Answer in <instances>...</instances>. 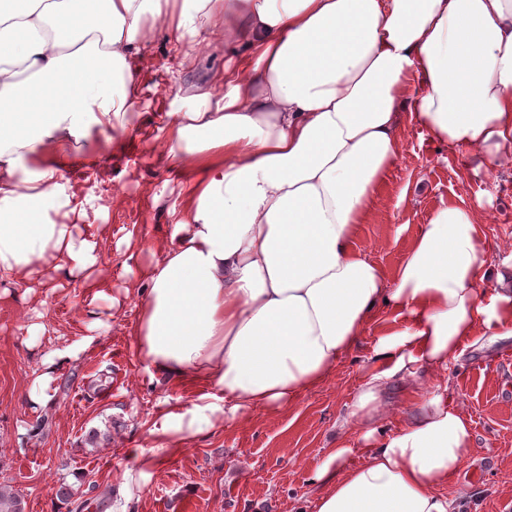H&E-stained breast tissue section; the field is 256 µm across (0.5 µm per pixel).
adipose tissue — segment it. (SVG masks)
Listing matches in <instances>:
<instances>
[{
    "mask_svg": "<svg viewBox=\"0 0 512 512\" xmlns=\"http://www.w3.org/2000/svg\"><path fill=\"white\" fill-rule=\"evenodd\" d=\"M170 2L0 0V278L49 289L65 268L100 294L99 227L64 196L58 147L125 118L126 68L156 22L181 30L223 13L225 35L244 38L251 58L225 70L223 96L172 113L167 154L193 178L169 211L162 258L141 271L147 289L131 290L138 355L196 393L155 415L124 493L141 499L198 434L258 408L282 412L322 385L384 307L404 326L378 338L313 473L315 512H456L443 489L472 421L422 378L444 374L480 330L512 335V289L488 279L485 205L441 202L391 273L355 242L399 156L403 115L489 167L512 166V0ZM48 198L66 222L21 223ZM396 379L416 400L384 436ZM354 433L374 446L348 467Z\"/></svg>",
    "mask_w": 512,
    "mask_h": 512,
    "instance_id": "obj_1",
    "label": "adipose tissue"
}]
</instances>
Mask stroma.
<instances>
[{"label": "stroma", "mask_w": 512, "mask_h": 512, "mask_svg": "<svg viewBox=\"0 0 512 512\" xmlns=\"http://www.w3.org/2000/svg\"><path fill=\"white\" fill-rule=\"evenodd\" d=\"M247 54L243 44L225 43L220 27L189 34L163 25L150 34L137 61L130 127L67 146V189L84 200L88 223L104 227L102 295L64 269L49 294L0 282V483L24 498L25 512H98L106 498L108 512H313L310 479L336 423L364 382L377 338L401 327L390 311H379L332 375L285 411L257 409L242 425L188 440L140 501H126L121 488L133 449L150 445L158 410L175 399L190 404L192 395L146 370L128 335L136 308L125 290L169 236L168 211L191 179L161 149L166 115L196 107L193 87L245 64ZM402 140L357 248L393 271L440 201L480 197L489 202L483 226L491 261L512 265V169L472 173L463 151L434 142L418 123H405ZM35 322L46 324L43 335H29ZM83 336L87 347L45 368L51 351ZM44 371L49 401L34 409L28 390ZM425 385L472 421L473 445L447 494L461 495V512H512V336L473 337L446 377Z\"/></svg>", "instance_id": "stroma-1"}]
</instances>
